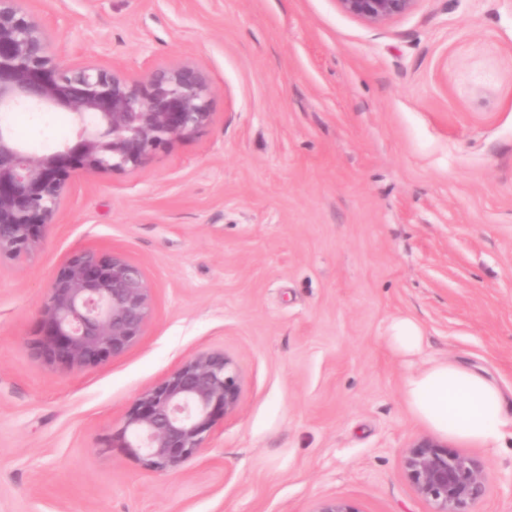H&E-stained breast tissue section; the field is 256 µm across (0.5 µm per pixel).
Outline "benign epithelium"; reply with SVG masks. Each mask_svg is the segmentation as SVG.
<instances>
[{
    "label": "benign epithelium",
    "instance_id": "obj_1",
    "mask_svg": "<svg viewBox=\"0 0 512 512\" xmlns=\"http://www.w3.org/2000/svg\"><path fill=\"white\" fill-rule=\"evenodd\" d=\"M418 0H337L369 25L410 13ZM212 88L186 61L130 77L118 69L68 65L52 50L43 21L21 0H0V112L51 108L70 114L74 136L48 152L23 149L0 125V258L22 263L43 245L72 174L125 171L212 123ZM154 288L124 253L79 252L51 277L37 347L51 364L81 371L131 349L151 319ZM241 403L233 360L204 351L141 393L112 435L153 470L171 471L206 445L218 419ZM403 468L434 512H471L488 488L480 462L431 437L417 439ZM314 512H358L325 499Z\"/></svg>",
    "mask_w": 512,
    "mask_h": 512
}]
</instances>
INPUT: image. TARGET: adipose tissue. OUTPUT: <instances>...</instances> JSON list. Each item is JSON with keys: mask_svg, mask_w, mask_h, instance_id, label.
<instances>
[{"mask_svg": "<svg viewBox=\"0 0 512 512\" xmlns=\"http://www.w3.org/2000/svg\"><path fill=\"white\" fill-rule=\"evenodd\" d=\"M403 398L411 415L436 434L495 448L512 428L502 387L484 370L437 359L409 375Z\"/></svg>", "mask_w": 512, "mask_h": 512, "instance_id": "ef3b65f1", "label": "adipose tissue"}]
</instances>
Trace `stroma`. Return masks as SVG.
I'll return each instance as SVG.
<instances>
[{"label": "stroma", "instance_id": "obj_1", "mask_svg": "<svg viewBox=\"0 0 512 512\" xmlns=\"http://www.w3.org/2000/svg\"><path fill=\"white\" fill-rule=\"evenodd\" d=\"M63 60L193 61L212 124L141 170L76 172L43 248L0 261V512H433L402 457L428 429L406 376L486 370L512 413V0H418L379 26L336 0H26ZM41 152L63 112L11 114ZM124 252L155 289L144 335L75 372L34 342L54 271ZM421 325L411 360L387 341ZM231 357L239 412L178 472L112 444L190 356ZM472 512H512V446ZM388 342L392 349L402 355H414L422 350L424 333L421 326L412 318H394L388 327Z\"/></svg>", "mask_w": 512, "mask_h": 512}]
</instances>
